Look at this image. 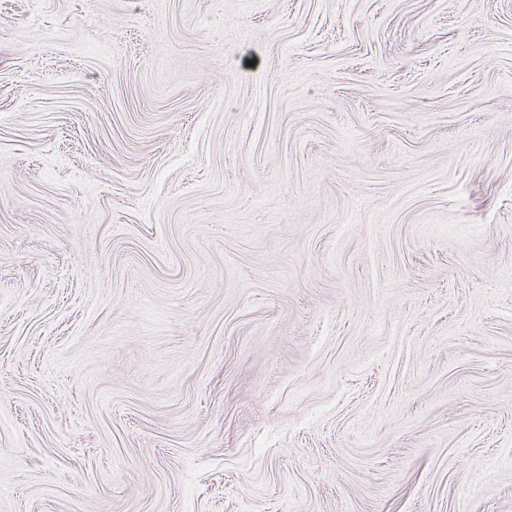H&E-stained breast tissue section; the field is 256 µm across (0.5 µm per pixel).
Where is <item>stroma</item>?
Returning <instances> with one entry per match:
<instances>
[{"label": "stroma", "instance_id": "obj_1", "mask_svg": "<svg viewBox=\"0 0 512 512\" xmlns=\"http://www.w3.org/2000/svg\"><path fill=\"white\" fill-rule=\"evenodd\" d=\"M0 512H512V0H0Z\"/></svg>", "mask_w": 512, "mask_h": 512}]
</instances>
